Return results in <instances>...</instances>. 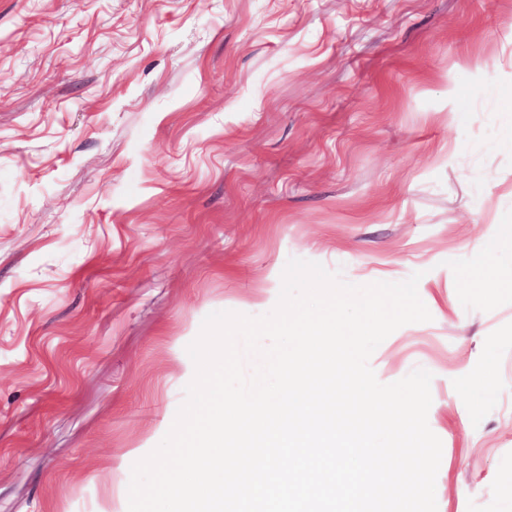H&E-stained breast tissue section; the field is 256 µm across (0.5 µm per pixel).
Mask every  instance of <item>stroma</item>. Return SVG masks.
Masks as SVG:
<instances>
[{
	"label": "stroma",
	"instance_id": "1",
	"mask_svg": "<svg viewBox=\"0 0 512 512\" xmlns=\"http://www.w3.org/2000/svg\"><path fill=\"white\" fill-rule=\"evenodd\" d=\"M292 258L420 273L370 365L433 375L437 512H512V0H0V512H128Z\"/></svg>",
	"mask_w": 512,
	"mask_h": 512
}]
</instances>
